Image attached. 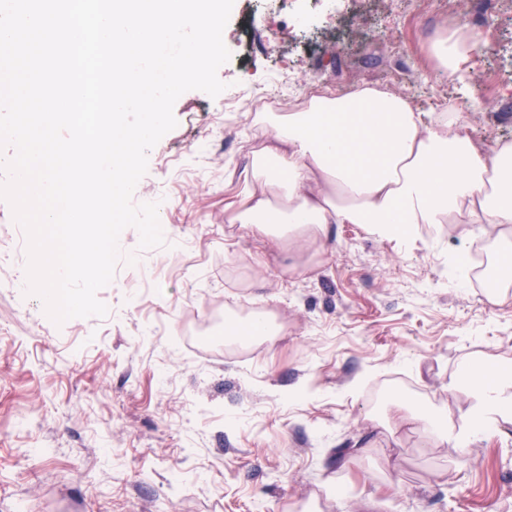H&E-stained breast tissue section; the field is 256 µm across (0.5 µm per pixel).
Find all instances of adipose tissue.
<instances>
[{"label": "adipose tissue", "instance_id": "adipose-tissue-1", "mask_svg": "<svg viewBox=\"0 0 512 512\" xmlns=\"http://www.w3.org/2000/svg\"><path fill=\"white\" fill-rule=\"evenodd\" d=\"M481 40L459 28L427 51L449 77L460 75ZM268 137L245 172V188L224 205L231 224H254L272 244L286 232L327 237L331 225L358 224L385 240L415 246L431 224H481L496 245L500 287L512 286V143L486 152L460 114L431 120L406 97L363 87L349 96L323 90L308 106L263 119ZM451 388L470 390L462 426L407 408L405 419L459 455L512 424V361L463 364Z\"/></svg>", "mask_w": 512, "mask_h": 512}]
</instances>
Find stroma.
I'll return each instance as SVG.
<instances>
[{
  "label": "stroma",
  "instance_id": "35a3bbf8",
  "mask_svg": "<svg viewBox=\"0 0 512 512\" xmlns=\"http://www.w3.org/2000/svg\"><path fill=\"white\" fill-rule=\"evenodd\" d=\"M476 2L456 0L451 20L445 0H365L330 26L305 0L299 29L293 0H236L226 90L177 99L134 191L167 199L166 244L142 250L123 230L106 316L58 325L20 293L25 232L0 200V512L20 498L27 512H512V425L462 456L392 403L458 412L460 364L512 359V294L491 299L475 272L459 281L450 259L481 250L482 225H441L412 249L336 224L272 253L256 227L224 221L264 142L244 108L260 94L380 87L426 115L464 100L485 149L512 142V0H497L461 77L423 52ZM272 13L285 25L274 53ZM259 310L276 336L224 339L228 317Z\"/></svg>",
  "mask_w": 512,
  "mask_h": 512
}]
</instances>
